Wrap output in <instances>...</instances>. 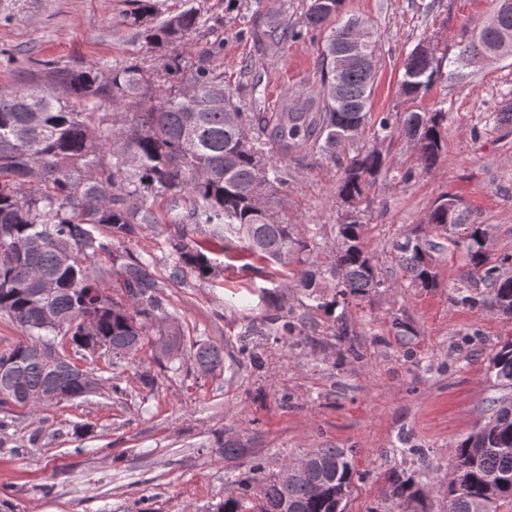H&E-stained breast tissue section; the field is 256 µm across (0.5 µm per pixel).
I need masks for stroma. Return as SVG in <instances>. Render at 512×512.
Instances as JSON below:
<instances>
[{"instance_id":"1","label":"stroma","mask_w":512,"mask_h":512,"mask_svg":"<svg viewBox=\"0 0 512 512\" xmlns=\"http://www.w3.org/2000/svg\"><path fill=\"white\" fill-rule=\"evenodd\" d=\"M253 0H157L160 17L189 7L224 22V49L216 59L245 111L269 112L282 95L311 87L319 42L270 44L254 51L246 31ZM131 0H0V92L40 73L31 59L53 61L67 73L94 64H159L192 56L212 41L206 26L184 44H147L127 15ZM347 14L367 21L377 41L372 116L423 112L446 104L452 114L445 147L433 172L419 171L412 144L394 136L380 150L391 168L415 169L409 182L380 179L363 216L364 245L380 289L347 318L361 359L321 332L291 345L284 336H256V361L238 353L239 338L260 326L275 307L304 310L306 298L289 283L294 265L250 254L226 237L212 260L215 274L186 273L169 280L175 261L170 224L141 225L119 243L125 257L149 261L167 316L186 343L224 349L222 369L197 370L189 357L157 358L153 348L117 358L83 359L102 376L98 393L50 408L38 418L0 407V512H217L237 492L246 460H225L231 440L261 453L270 471L312 448L351 450L357 473L346 512H383V475L396 468L432 488L447 475L460 439L490 416L492 399H512L487 370L492 348L512 336V319L452 301L469 269L462 250L435 254L437 285H412L391 253L393 240L426 231L425 217L445 192L458 196L472 221L491 230L489 253H512V128L497 125L504 94H512V57L492 60L465 83L438 82L424 97L399 91L402 65L421 38L455 57L492 13L491 0H345ZM288 185L268 209L307 240L324 261L342 206L334 188L337 160L313 156L287 163ZM412 333L398 341L393 320ZM157 383L145 387L143 374ZM121 394H113V386ZM419 452L394 457L400 438Z\"/></svg>"}]
</instances>
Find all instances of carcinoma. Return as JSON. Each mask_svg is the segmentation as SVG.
Returning a JSON list of instances; mask_svg holds the SVG:
<instances>
[{"label":"carcinoma","mask_w":512,"mask_h":512,"mask_svg":"<svg viewBox=\"0 0 512 512\" xmlns=\"http://www.w3.org/2000/svg\"><path fill=\"white\" fill-rule=\"evenodd\" d=\"M132 24L143 28L145 40L156 46L181 42L201 25V12L185 9L157 24L155 0H133ZM254 25L250 36L255 50L268 39L296 41L324 34L315 72V89L289 92L276 112H245L215 73L213 57L224 38L192 57L179 55L163 63L165 81L156 70L140 64L112 68L107 80L94 67L72 71L62 78L66 89L24 86L0 94V314L23 336L0 352V406L21 408V396L69 392L76 360L66 350L83 351V324H95L94 335L104 351L115 356L136 353L144 345H158L156 332L177 353L194 361L199 371L210 373L224 366V350L209 344L184 347L178 327L166 323L158 296L159 284L149 263L134 259L121 265V289L132 306L110 296L105 272L93 274L92 265L109 244L96 237L92 226L108 229L112 238L124 240L142 224L156 223L150 197L171 192L169 224L210 226L209 235L233 233L260 256L283 263L311 252L310 245L294 236L291 225L272 220L265 197L283 191L285 168L269 161L275 154L299 163L319 154L336 156V148L360 138L368 124L375 82V40L366 43L364 61L336 70V58L355 40L343 16L344 0H325L326 8L307 0L301 21L260 29L262 0H254ZM496 34L481 29L460 50L443 72L436 52L426 58L409 53L403 62L400 92L425 96L442 79L462 80L480 68L496 45ZM73 95L91 105L108 98L112 112H83L72 106ZM451 119L444 105L430 112H410L403 120L388 113L372 125V138L384 141L394 133L410 141L427 173L432 172L444 147V129ZM342 177L336 198L346 206L336 225V247L323 266L310 263L289 283L305 291L309 308L332 319L336 341L360 358L351 341L353 331L336 309L359 305L382 288H390L363 247V204L381 177L409 180L413 171L391 172L375 146L361 147L339 161ZM46 173L49 180L38 179ZM457 211L460 236L448 239L464 249L469 266L480 272L476 280L462 279L456 302L496 310L512 317V254L495 260L487 251V228L469 223L460 199L451 193L437 198L426 224L447 230V205ZM179 253L170 279L178 281L185 270L207 278L215 272L206 247L177 237ZM394 258L411 283L433 288L437 273L432 253L445 246L429 234L406 236L393 243ZM60 317V330L39 324L42 310ZM267 323L283 336H305L316 324L278 307ZM55 344L65 360L47 367L36 357L39 345ZM488 371L501 384L512 387V338L492 349ZM488 422L476 427L454 450L451 470L461 484L440 483L434 490L448 496V512H499L512 506V402L491 401ZM224 458H248L235 496L224 500L221 512H345L354 468L343 448H315L307 452L309 475L286 481L269 477L266 459L238 442L224 444ZM382 496L387 512H410L425 502L415 475L391 469L383 474Z\"/></svg>","instance_id":"cac0c4a2"}]
</instances>
